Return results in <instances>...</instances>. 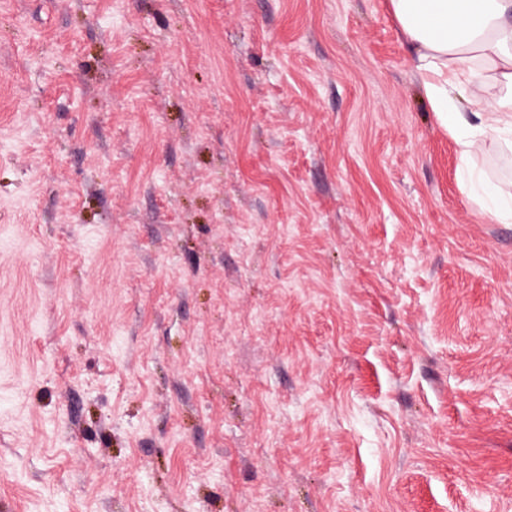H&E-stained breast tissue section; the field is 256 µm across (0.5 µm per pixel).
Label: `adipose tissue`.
Wrapping results in <instances>:
<instances>
[{"label":"adipose tissue","mask_w":512,"mask_h":512,"mask_svg":"<svg viewBox=\"0 0 512 512\" xmlns=\"http://www.w3.org/2000/svg\"><path fill=\"white\" fill-rule=\"evenodd\" d=\"M425 100L452 134L461 160L487 138L512 148V0H390ZM489 89L480 112L477 91ZM470 197L502 224L512 222V182L486 188L469 175Z\"/></svg>","instance_id":"obj_1"}]
</instances>
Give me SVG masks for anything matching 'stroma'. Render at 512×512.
Listing matches in <instances>:
<instances>
[{"mask_svg":"<svg viewBox=\"0 0 512 512\" xmlns=\"http://www.w3.org/2000/svg\"><path fill=\"white\" fill-rule=\"evenodd\" d=\"M389 0H0V512H512V223ZM471 199L491 213L492 217L501 224L512 222V182L500 183L491 191H486L482 174L469 173Z\"/></svg>","mask_w":512,"mask_h":512,"instance_id":"stroma-1","label":"stroma"}]
</instances>
